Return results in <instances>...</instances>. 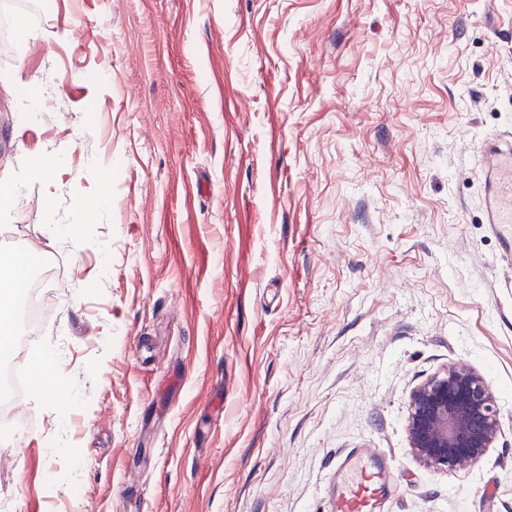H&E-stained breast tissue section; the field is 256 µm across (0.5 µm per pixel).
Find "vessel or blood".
<instances>
[{"instance_id":"1","label":"vessel or blood","mask_w":512,"mask_h":512,"mask_svg":"<svg viewBox=\"0 0 512 512\" xmlns=\"http://www.w3.org/2000/svg\"><path fill=\"white\" fill-rule=\"evenodd\" d=\"M484 221L504 228L512 248V146L498 134L482 150ZM389 471L379 451L350 452L336 461V482L329 494L330 512H381Z\"/></svg>"}]
</instances>
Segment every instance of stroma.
I'll use <instances>...</instances> for the list:
<instances>
[{"instance_id":"1","label":"stroma","mask_w":512,"mask_h":512,"mask_svg":"<svg viewBox=\"0 0 512 512\" xmlns=\"http://www.w3.org/2000/svg\"><path fill=\"white\" fill-rule=\"evenodd\" d=\"M4 41L26 199L0 250L59 261V395L0 451L16 512H328L351 448L387 454L382 512H512V251L480 177L512 132V0H0ZM454 363L500 433L428 469L409 397ZM65 170V161L60 156L46 153L36 157L35 173L49 182L59 179Z\"/></svg>"}]
</instances>
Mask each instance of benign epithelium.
I'll use <instances>...</instances> for the list:
<instances>
[{
    "mask_svg": "<svg viewBox=\"0 0 512 512\" xmlns=\"http://www.w3.org/2000/svg\"><path fill=\"white\" fill-rule=\"evenodd\" d=\"M499 432L494 397L469 368L450 365L412 392L408 443L426 468L449 471L475 463Z\"/></svg>",
    "mask_w": 512,
    "mask_h": 512,
    "instance_id": "1",
    "label": "benign epithelium"
}]
</instances>
